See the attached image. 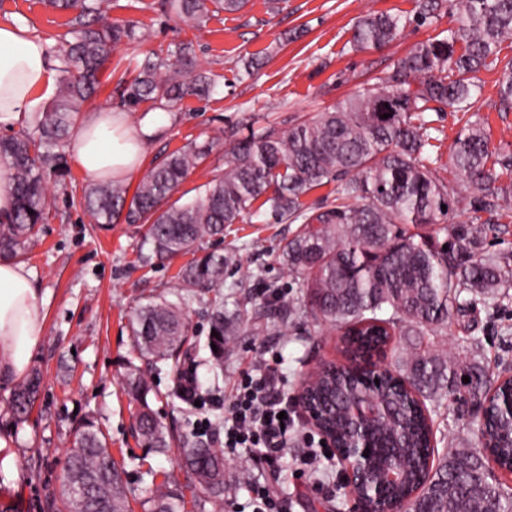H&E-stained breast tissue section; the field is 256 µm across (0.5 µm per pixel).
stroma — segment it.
Wrapping results in <instances>:
<instances>
[{"label":"stroma","instance_id":"stroma-1","mask_svg":"<svg viewBox=\"0 0 512 512\" xmlns=\"http://www.w3.org/2000/svg\"><path fill=\"white\" fill-rule=\"evenodd\" d=\"M415 11L416 0H284L273 14L267 0H248L236 13L213 10L205 26L195 28L177 18L166 0H111L112 21L134 24L136 36L113 50L99 76V92L76 119L84 121L105 109L125 111L135 119L157 113L160 126L147 144L142 165L146 171L187 143L212 141L210 154L174 193L185 201L197 197L213 172L223 169L230 147L225 128L235 127L244 137L266 126L285 129L335 107L363 84L374 83L418 42L453 25L447 15L432 25H413ZM376 12L400 15L409 24L383 49L352 51L353 25L359 17ZM68 19L67 13L43 0H0V23H21L44 40L64 33ZM181 43L191 46L197 70L213 79L212 95L126 108L113 92L118 80L133 77L136 60L168 53ZM251 56L261 57L264 64L248 76L242 62ZM480 78L481 114L490 145L512 153V112L498 109L499 72L485 70ZM431 118L444 132L437 149L438 174L459 199L457 211L447 220L452 229L468 223L474 197L449 163L450 147L468 116L447 109ZM67 167L64 182L48 184L47 221L37 226L16 258L30 271L46 313L45 336L29 358L30 367L41 369L43 385L30 416L15 424L9 407L14 385L0 381V437L13 449L19 473L8 488L0 471V512H47L48 503L60 501L62 467L74 430L87 416L95 418L113 456L124 460L130 508L143 512V489L151 475L171 473L182 480L186 473L178 455L146 451L131 434V406L122 387L124 364L134 356L129 322L138 304L152 297H172L179 269L214 245L207 240L194 255L143 263V256L151 252L146 225L120 222L104 229L93 224L81 204L89 180L75 161H68ZM295 230V225L275 223L262 213L225 232V247L238 250V268L225 277L224 305L242 309L244 317L224 348V374L218 377L204 348L207 306L202 301L190 304L187 315L196 330L190 359L181 368L166 367L158 373V397L153 401L154 409L178 432L191 431L198 419L222 416L224 401L231 397L241 372L259 367L262 359L276 358L277 374L292 397L304 376L324 363L341 361L337 332L306 316V300L280 258L278 243ZM436 342L460 358H478L490 376H497L504 366H512V297L497 311L480 307L468 319L453 322ZM190 369L212 398L200 409L191 408L176 390L180 372ZM432 420L436 451L478 447L473 421L455 404H444ZM295 427L278 470L269 469L260 455L225 451L224 500L211 512H252L250 487L258 481L278 494L281 512H350L337 459L321 460L315 471L306 467L304 438L315 430L300 417Z\"/></svg>","mask_w":512,"mask_h":512}]
</instances>
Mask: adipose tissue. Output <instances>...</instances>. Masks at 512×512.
Here are the masks:
<instances>
[{
    "label": "adipose tissue",
    "instance_id": "obj_1",
    "mask_svg": "<svg viewBox=\"0 0 512 512\" xmlns=\"http://www.w3.org/2000/svg\"><path fill=\"white\" fill-rule=\"evenodd\" d=\"M57 62L46 44L27 27L0 23V123L38 112L55 92ZM158 127L156 117L131 125L126 113L98 112L84 121L74 156L95 181L134 175ZM46 331V315L29 273L20 264L0 261V378H22L28 358Z\"/></svg>",
    "mask_w": 512,
    "mask_h": 512
}]
</instances>
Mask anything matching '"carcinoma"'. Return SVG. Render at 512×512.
I'll use <instances>...</instances> for the list:
<instances>
[{
  "mask_svg": "<svg viewBox=\"0 0 512 512\" xmlns=\"http://www.w3.org/2000/svg\"><path fill=\"white\" fill-rule=\"evenodd\" d=\"M48 6L73 13L68 31L53 47L62 73L58 96L34 116L32 131L0 139V162L13 185L15 208L0 226V253L15 254L35 225L47 217V183L67 173L64 149L74 115L97 92L99 74L112 48L135 36L130 24L108 20V0H46ZM247 0H169L183 21L202 26L213 4L228 13L241 11ZM417 25L434 23L448 13L455 25L447 34L416 44L394 60L373 84H366L336 107L281 131L262 128L237 138L225 154L224 173L202 185L199 197L170 202L186 177L209 155V143H191L154 166L134 192L107 181L84 190L83 206L101 226L123 219L148 225L152 255L188 253L208 239L224 238V230L256 212L277 221L299 223L296 232L278 245L282 259L307 299L306 313L340 329L343 351L359 352L389 346L388 336L407 337L392 349L393 369L385 378L386 397L395 414L374 424L373 457L380 465L395 452L408 460V480L391 487L389 496L412 494L428 483L415 500L416 512H512V488L487 475L495 463L512 473V420L500 414L488 424L486 450L450 448L428 463L432 430L424 410L416 408L398 382L408 383L433 407L493 396L502 404L512 395V381H491L481 362L464 361L435 346L448 324L477 305L495 307L512 286L504 267L508 256L483 252L482 214L494 213L512 186H497L493 167L512 166V155L495 153L484 131L478 106L479 73L501 67L499 111L512 112V58H500L501 46L512 39V0H417ZM407 22L388 13L367 14L356 22L351 47L381 49L395 41ZM135 76L121 80L116 91L124 104L136 107L160 98L177 103L187 96H205L211 81L193 73L190 47L181 44L165 56L151 53L136 62ZM471 113L451 149L457 174L478 196L471 203L470 222L453 230L449 249L439 234L459 200L438 176L439 157L428 147L440 129L425 113L436 105ZM391 117L385 119V107ZM333 185V202L311 206L310 191ZM356 203L350 204L348 200ZM237 250L209 252L183 266L177 300L157 298L137 307L131 336L141 367L127 361L124 390L135 403L134 431L145 447L181 456L191 484L198 488L196 512L224 499L223 452L199 436L174 432L150 405L153 376L161 366L179 365L189 339L184 306L219 291L224 276L236 265ZM236 313L214 300L207 337L214 374L224 371V337L236 333ZM470 377L465 383L462 378ZM42 387L34 369L14 388L12 418L20 421L32 410ZM364 374L346 370L317 371L308 394L322 408V426L345 444L348 424L340 408L348 392L368 393ZM61 503L50 512H130L127 482L94 420L75 429L74 446L61 476ZM144 512H184L179 482L166 476L152 484Z\"/></svg>",
  "mask_w": 512,
  "mask_h": 512,
  "instance_id": "cac0c4a2",
  "label": "carcinoma"
}]
</instances>
